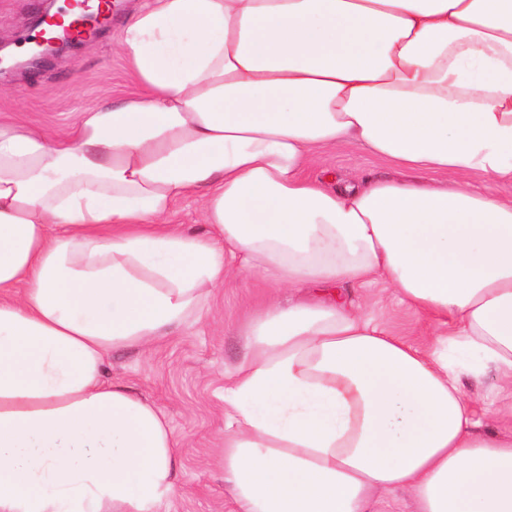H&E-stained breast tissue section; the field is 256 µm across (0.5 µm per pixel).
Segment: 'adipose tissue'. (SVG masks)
Wrapping results in <instances>:
<instances>
[{"label":"adipose tissue","instance_id":"1","mask_svg":"<svg viewBox=\"0 0 512 512\" xmlns=\"http://www.w3.org/2000/svg\"><path fill=\"white\" fill-rule=\"evenodd\" d=\"M138 92L71 135L0 123V512H159L177 441L105 357L199 319L241 271L304 288L224 386L237 512H512V0H145ZM352 143L445 177L307 179ZM196 196L199 236L169 223ZM393 289L422 350L364 314ZM493 369L477 419L449 349ZM380 512H414V504L404 491H395L381 496L377 507Z\"/></svg>","mask_w":512,"mask_h":512}]
</instances>
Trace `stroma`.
<instances>
[{
  "label": "stroma",
  "instance_id": "35a3bbf8",
  "mask_svg": "<svg viewBox=\"0 0 512 512\" xmlns=\"http://www.w3.org/2000/svg\"><path fill=\"white\" fill-rule=\"evenodd\" d=\"M136 2L115 0L111 18L94 35V48L77 42L36 68L1 73L0 121L46 127L66 136L85 107L135 92L136 82L115 41ZM46 7V0H0V43L11 51L22 49ZM304 174L314 181L333 178L338 189L366 177H418L354 145L314 155ZM274 301L287 304V289L258 274L230 277L213 289L199 320L147 346L108 356L109 378L152 402L178 442L182 493L160 512H236L224 485V380L245 355L246 323ZM363 302L393 336L423 348L431 344L433 323L398 305L390 290L367 289Z\"/></svg>",
  "mask_w": 512,
  "mask_h": 512
}]
</instances>
